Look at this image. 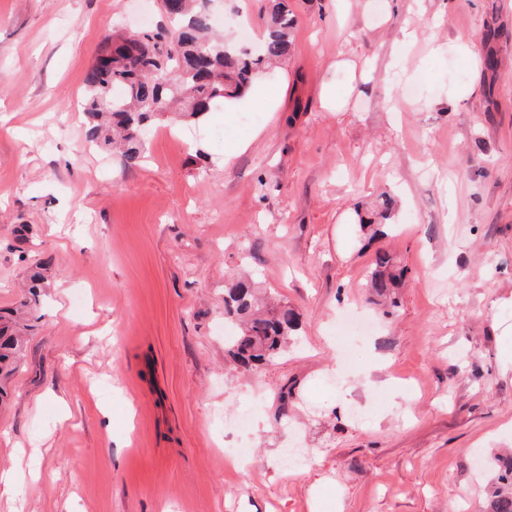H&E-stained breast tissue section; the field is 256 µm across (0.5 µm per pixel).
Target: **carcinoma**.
<instances>
[{
    "label": "carcinoma",
    "mask_w": 512,
    "mask_h": 512,
    "mask_svg": "<svg viewBox=\"0 0 512 512\" xmlns=\"http://www.w3.org/2000/svg\"><path fill=\"white\" fill-rule=\"evenodd\" d=\"M212 0H161L170 26L102 43L98 58L85 78L84 109L91 119L86 140L117 152L125 165L140 163L146 130L163 100L167 108L194 118L210 111L219 100L241 97L267 66L288 57L291 19L276 10L266 25L265 36L255 51L230 45L213 33ZM369 280V288L382 293L394 286L398 275L391 259L381 253ZM51 261L36 258L31 296L44 282ZM224 315L239 322L241 332L228 340L234 360L244 366L274 361L284 350L295 327L292 311L266 310L255 289L239 282L228 289ZM20 338L0 328V374H9ZM491 491L489 512H512V470H503Z\"/></svg>",
    "instance_id": "carcinoma-1"
}]
</instances>
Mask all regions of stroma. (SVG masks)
Listing matches in <instances>:
<instances>
[{
    "label": "stroma",
    "instance_id": "obj_1",
    "mask_svg": "<svg viewBox=\"0 0 512 512\" xmlns=\"http://www.w3.org/2000/svg\"><path fill=\"white\" fill-rule=\"evenodd\" d=\"M278 1L275 110L157 117L129 168L72 104L159 0H0V308L52 261L0 399V512H484L512 452V0L213 12L231 40ZM380 253L404 272L382 297ZM243 277L299 317L249 371L224 348Z\"/></svg>",
    "mask_w": 512,
    "mask_h": 512
}]
</instances>
